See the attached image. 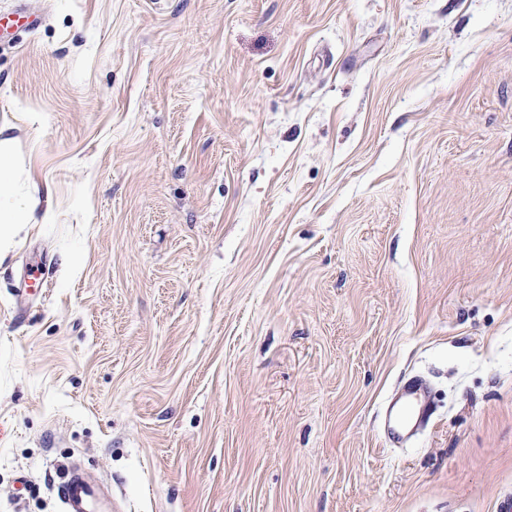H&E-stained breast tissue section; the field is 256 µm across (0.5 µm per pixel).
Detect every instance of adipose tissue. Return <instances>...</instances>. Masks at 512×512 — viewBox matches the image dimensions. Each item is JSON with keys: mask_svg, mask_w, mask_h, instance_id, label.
Listing matches in <instances>:
<instances>
[{"mask_svg": "<svg viewBox=\"0 0 512 512\" xmlns=\"http://www.w3.org/2000/svg\"><path fill=\"white\" fill-rule=\"evenodd\" d=\"M13 138L9 128L0 126V226L32 224L41 206L50 204L49 185H32L26 193H18L14 182L16 169L11 155Z\"/></svg>", "mask_w": 512, "mask_h": 512, "instance_id": "adipose-tissue-1", "label": "adipose tissue"}]
</instances>
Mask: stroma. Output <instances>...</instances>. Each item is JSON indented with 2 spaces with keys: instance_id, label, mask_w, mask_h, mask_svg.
<instances>
[{
  "instance_id": "35a3bbf8",
  "label": "stroma",
  "mask_w": 512,
  "mask_h": 512,
  "mask_svg": "<svg viewBox=\"0 0 512 512\" xmlns=\"http://www.w3.org/2000/svg\"><path fill=\"white\" fill-rule=\"evenodd\" d=\"M0 126V512H512V0H0ZM10 130L0 126V225L5 229L12 224L43 222L51 202L48 184H33L25 194L15 190L16 169L11 155L13 138ZM38 210L42 212L40 220L36 216ZM427 386L419 379L407 384L389 416V424L398 437L411 434L425 413ZM58 495L65 512H97L102 497L100 485L76 469L67 472L58 487Z\"/></svg>"
}]
</instances>
